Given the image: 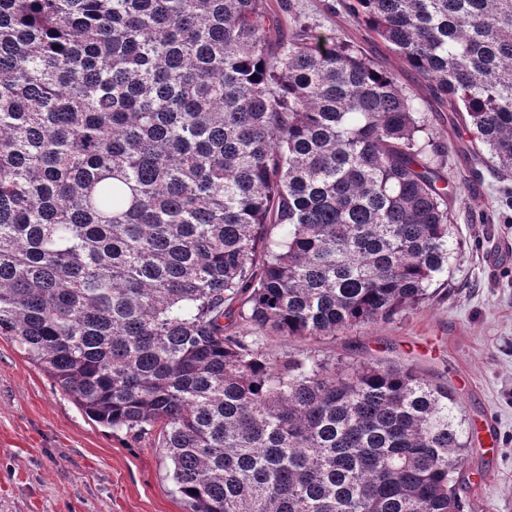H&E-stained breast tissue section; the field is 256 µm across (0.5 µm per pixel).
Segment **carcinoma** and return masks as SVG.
Instances as JSON below:
<instances>
[{"label":"carcinoma","instance_id":"1","mask_svg":"<svg viewBox=\"0 0 512 512\" xmlns=\"http://www.w3.org/2000/svg\"><path fill=\"white\" fill-rule=\"evenodd\" d=\"M346 10L429 96L266 0H0V336L157 432L187 512H461L447 386L261 335L433 296L462 185L430 113L512 173V0Z\"/></svg>","mask_w":512,"mask_h":512}]
</instances>
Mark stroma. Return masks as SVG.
I'll list each match as a JSON object with an SVG mask.
<instances>
[{"mask_svg": "<svg viewBox=\"0 0 512 512\" xmlns=\"http://www.w3.org/2000/svg\"><path fill=\"white\" fill-rule=\"evenodd\" d=\"M340 0H290L292 14L318 31L363 47L414 92L424 81L373 39ZM457 182L479 184L452 206L457 249L435 295L390 322L314 342L267 334L272 355L316 352L366 361L408 362L426 379L447 383L458 418L474 430L459 495L464 512H512V252L496 266L494 250L512 249V209L487 167L471 169L457 153L447 114L432 117ZM154 436L131 440L91 420L12 340L0 336V512H186Z\"/></svg>", "mask_w": 512, "mask_h": 512, "instance_id": "stroma-1", "label": "stroma"}]
</instances>
